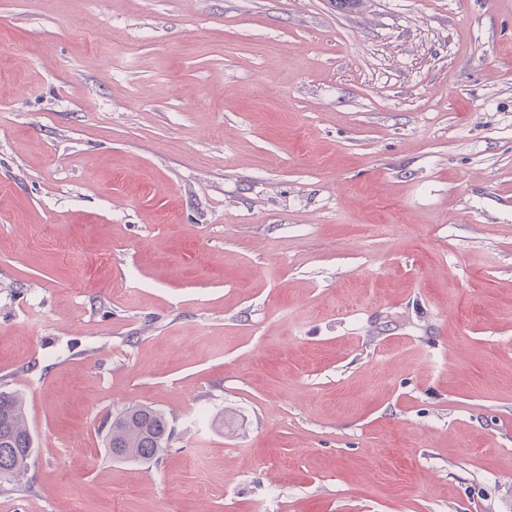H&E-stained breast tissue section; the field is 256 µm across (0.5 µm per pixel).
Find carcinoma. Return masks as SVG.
Here are the masks:
<instances>
[{"instance_id":"1","label":"carcinoma","mask_w":512,"mask_h":512,"mask_svg":"<svg viewBox=\"0 0 512 512\" xmlns=\"http://www.w3.org/2000/svg\"><path fill=\"white\" fill-rule=\"evenodd\" d=\"M165 414L148 405H132L112 417L106 447L112 458L138 465L158 460L169 447ZM26 400L17 391H0V483L22 484L36 454Z\"/></svg>"}]
</instances>
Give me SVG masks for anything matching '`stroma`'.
<instances>
[{
    "instance_id": "35a3bbf8",
    "label": "stroma",
    "mask_w": 512,
    "mask_h": 512,
    "mask_svg": "<svg viewBox=\"0 0 512 512\" xmlns=\"http://www.w3.org/2000/svg\"><path fill=\"white\" fill-rule=\"evenodd\" d=\"M1 389L0 512H512V0H0ZM30 431L26 400L17 391H0V483L20 485L36 454ZM170 438L169 421L162 411L148 405H132L112 417L106 447L113 459L149 465L164 454Z\"/></svg>"
}]
</instances>
